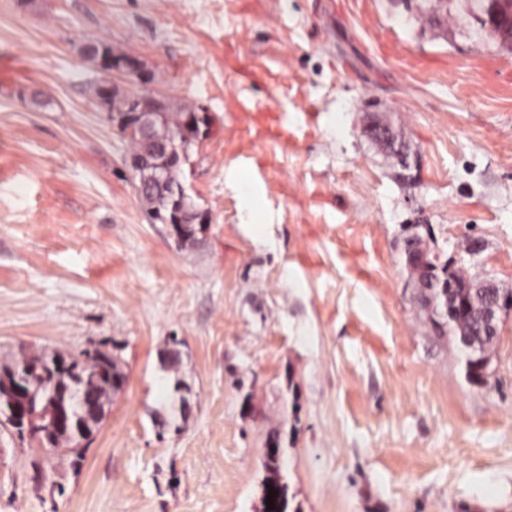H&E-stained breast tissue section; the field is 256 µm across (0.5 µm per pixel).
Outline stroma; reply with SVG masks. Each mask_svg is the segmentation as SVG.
Returning a JSON list of instances; mask_svg holds the SVG:
<instances>
[{"mask_svg": "<svg viewBox=\"0 0 512 512\" xmlns=\"http://www.w3.org/2000/svg\"><path fill=\"white\" fill-rule=\"evenodd\" d=\"M101 83L209 115L197 244L149 224ZM413 236L512 289V47L468 0H0V368L126 376L83 457L0 425V512H263L274 446L291 512H512V311L468 382ZM89 46H92V47L95 48L96 56H95V58L93 60L87 59V61L90 62L91 64H93L94 66H97V67H99L100 69H103V70H112V67L110 66L112 61H130V62H134V63H136L139 66V70H138V73L132 74V75L140 83L145 84V83H147L149 81L147 75L142 70L139 62H137L136 60L131 59V58L118 57V56L113 55L112 47L107 42H105L103 40H97V41H94L92 43H89V44L85 45V47H89Z\"/></svg>", "mask_w": 512, "mask_h": 512, "instance_id": "35a3bbf8", "label": "stroma"}]
</instances>
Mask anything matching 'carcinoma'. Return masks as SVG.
Here are the masks:
<instances>
[{
	"mask_svg": "<svg viewBox=\"0 0 512 512\" xmlns=\"http://www.w3.org/2000/svg\"><path fill=\"white\" fill-rule=\"evenodd\" d=\"M95 48L96 56L91 64L103 69H111V63L120 60L113 55L112 47L103 40L90 43ZM144 108L159 113V124L169 135V147L158 167L152 170H137L135 177L145 189L140 198L147 205L148 219L153 224L163 226L170 224L174 211H179L185 224L182 225L186 241L189 244L199 240L206 225L200 222L197 206L188 194H178L182 187L179 179L181 166L189 158L192 145L207 136L211 120L203 110L181 112L177 119L169 117L170 107L164 101L147 98ZM120 133L132 146L131 160L135 161L147 153V142L136 132L123 128ZM407 266L416 271L419 280L425 281L429 288V306L448 328V335L459 343L463 354L467 377L483 378L482 364L489 357V351L495 345L497 335H486L477 317L483 307L485 293L468 280L463 264L448 260L443 267L429 259L420 248V240H407L405 249ZM469 338L476 345L477 351L462 343ZM12 368L29 370L23 397L29 411L40 418L42 427L61 417L72 422L69 430L49 441L38 432L29 436L40 448L68 447L70 453L80 457L86 447L81 445L86 435L96 430L105 418L106 411L112 403V394L122 389L126 376L119 364V356L104 350L95 356H89L83 362L80 378L76 381L54 378L52 353L45 352L37 356H23L12 363ZM265 476L261 481L262 498H267L269 490L274 509L270 512H287L288 483L280 471V449L268 450L264 462Z\"/></svg>",
	"mask_w": 512,
	"mask_h": 512,
	"instance_id": "obj_1",
	"label": "carcinoma"
}]
</instances>
